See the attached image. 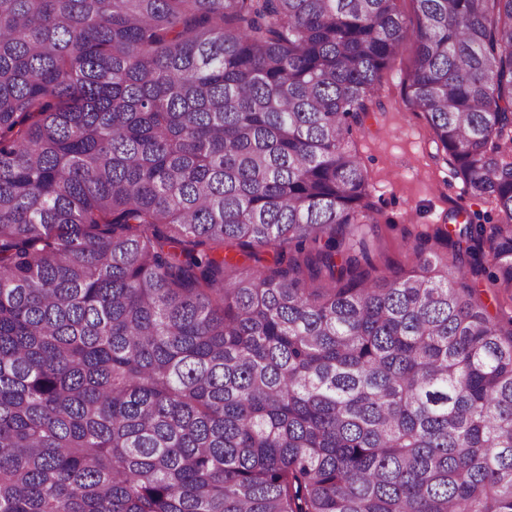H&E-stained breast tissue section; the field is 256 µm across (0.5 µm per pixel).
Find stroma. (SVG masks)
Here are the masks:
<instances>
[{
  "label": "stroma",
  "mask_w": 512,
  "mask_h": 512,
  "mask_svg": "<svg viewBox=\"0 0 512 512\" xmlns=\"http://www.w3.org/2000/svg\"><path fill=\"white\" fill-rule=\"evenodd\" d=\"M415 51L414 42H407L385 71L378 93L381 106L353 135L379 221L369 238L371 255L378 273L385 275L415 266L405 237L430 236L439 226L452 231L463 220H498L489 204L464 195L461 180L437 149L425 115L404 98L403 79Z\"/></svg>",
  "instance_id": "obj_1"
}]
</instances>
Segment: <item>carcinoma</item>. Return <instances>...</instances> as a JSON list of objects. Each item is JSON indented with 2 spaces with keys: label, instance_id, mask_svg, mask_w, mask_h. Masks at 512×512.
Segmentation results:
<instances>
[{
  "label": "carcinoma",
  "instance_id": "carcinoma-1",
  "mask_svg": "<svg viewBox=\"0 0 512 512\" xmlns=\"http://www.w3.org/2000/svg\"><path fill=\"white\" fill-rule=\"evenodd\" d=\"M397 2L0 0V512H512V0ZM409 40L499 220L377 276ZM234 257L240 267L266 271L273 266V253L258 251L236 244H224V255ZM477 281L476 297L478 301L484 304L493 316H497L498 321L505 329H510L512 301L506 295L504 296L499 288L489 284L485 274H480Z\"/></svg>",
  "mask_w": 512,
  "mask_h": 512
}]
</instances>
